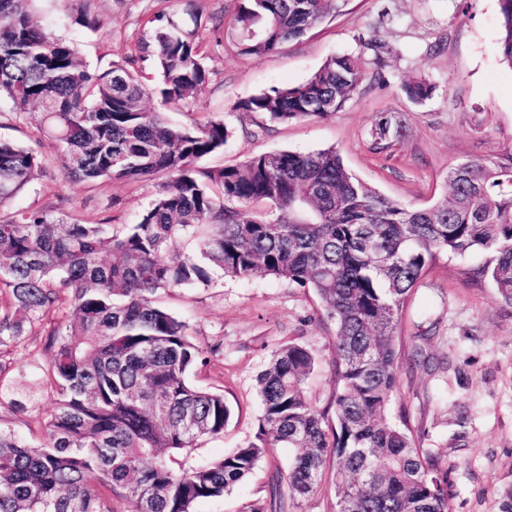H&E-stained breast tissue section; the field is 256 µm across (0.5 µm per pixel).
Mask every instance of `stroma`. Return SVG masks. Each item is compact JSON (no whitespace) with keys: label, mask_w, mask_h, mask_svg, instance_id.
Instances as JSON below:
<instances>
[{"label":"stroma","mask_w":512,"mask_h":512,"mask_svg":"<svg viewBox=\"0 0 512 512\" xmlns=\"http://www.w3.org/2000/svg\"><path fill=\"white\" fill-rule=\"evenodd\" d=\"M235 0H38L43 22L71 40L90 68L104 70L123 62L160 11H194L202 17L201 37L209 81L186 107H162L157 94L144 105L162 110L173 126L195 128L224 121L230 136L222 152L206 159L209 167L239 166L268 152H313L333 148L345 170L382 195L410 207L442 199L449 168L477 157L512 149V67L502 63L497 46V0H347L341 12L305 36L267 55H243L232 44L213 45L212 27L230 17ZM98 24L86 29L83 12ZM374 38L387 61L386 81L369 83L345 107L323 119L273 123L242 111V101L273 87L292 86L311 77L336 55L372 60L364 41ZM422 77L435 91L425 104H412L402 80ZM395 114L402 133L376 149L371 128L380 116ZM0 140L32 147L41 169L18 199L36 207L123 230L149 207L154 181L91 182L69 185L59 151L44 141L29 115H16L0 97ZM488 259L472 252L439 257L418 284L405 308L400 336L406 348L433 356L432 368L397 367L399 391L387 409L389 421H407L416 442L434 449L448 469L454 512H512V306L485 279L469 270ZM158 302L189 325L191 340L206 353L191 380L223 394L231 416L223 434L201 440L199 453L218 458L256 432L261 401L256 376L273 350L298 343L312 350L315 367L306 381L308 399L326 407L331 376L333 328L321 320L324 307L311 290L255 277L239 280L212 274L208 286L172 288ZM40 336L6 354L12 365L5 383L29 382L34 366H47L51 354ZM295 451L273 449L252 474L217 499L197 503L195 512H243L268 498L286 476Z\"/></svg>","instance_id":"obj_1"}]
</instances>
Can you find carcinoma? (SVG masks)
Segmentation results:
<instances>
[{
    "mask_svg": "<svg viewBox=\"0 0 512 512\" xmlns=\"http://www.w3.org/2000/svg\"><path fill=\"white\" fill-rule=\"evenodd\" d=\"M34 0H0V95L36 112L73 184L156 174L154 199L120 234L44 210L8 214L40 168L37 153L0 141V348L43 334L51 362L30 388L0 387V407L25 413L44 387L55 412L22 436L0 426V512H194L245 479L273 448H293L285 486L245 512H288L316 493L328 453L336 458L338 512H453L448 468L415 441L406 421L386 420L397 392L400 323L437 257L492 254L490 278L512 305V151L448 171L443 200L424 208L391 200L346 172L333 149L274 152L210 168L224 149L221 120L190 131L143 104L137 60L151 61L165 106L196 98L207 83L200 20L154 16L135 53L91 71L70 43L48 34ZM345 0H238L216 44L244 55L275 51L336 15ZM501 60L512 66V0H497ZM360 56L328 59L307 81L240 104L270 121L324 118L367 77ZM414 104L435 86L402 84ZM393 115L375 143L398 132ZM310 288L335 327L334 393L317 409L304 385L315 358L278 347L256 378L262 400L254 438L222 458L199 460L198 441L224 432V395L192 384L204 352L188 325L156 300L170 288L206 285L211 271Z\"/></svg>",
    "mask_w": 512,
    "mask_h": 512,
    "instance_id": "cac0c4a2",
    "label": "carcinoma"
}]
</instances>
